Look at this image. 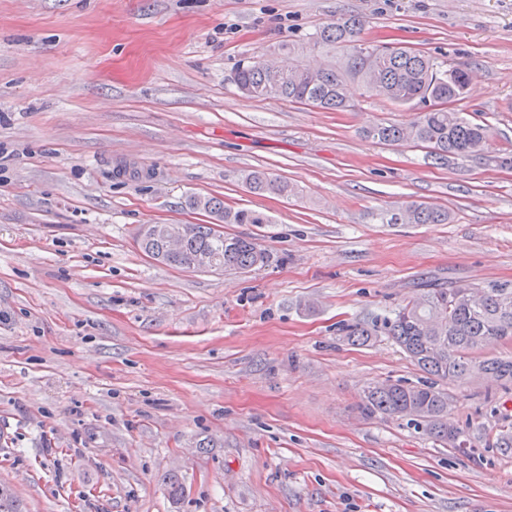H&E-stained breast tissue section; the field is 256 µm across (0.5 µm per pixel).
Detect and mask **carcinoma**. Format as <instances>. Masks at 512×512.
I'll return each instance as SVG.
<instances>
[{"label":"carcinoma","mask_w":512,"mask_h":512,"mask_svg":"<svg viewBox=\"0 0 512 512\" xmlns=\"http://www.w3.org/2000/svg\"><path fill=\"white\" fill-rule=\"evenodd\" d=\"M367 21L346 15L324 26L313 39L330 60L315 70L284 63L275 67L260 60L242 64L235 74L239 91L249 98L303 103L330 111L352 107L349 84L398 105L419 101L424 109L405 124H386L368 131L388 144L413 141L429 149V157L480 154L490 130L462 116L451 104L465 98L471 80L465 66L446 68L433 57L399 44H375L365 37ZM244 181L253 193L288 195L293 187L265 170H251ZM186 205L226 224H270L259 211L232 209L217 197L190 196ZM390 224H446L448 210L410 203L385 214ZM140 249L167 266L206 271L242 272L269 262L270 254L252 238L224 235L210 224H186L182 247L170 253L160 229L139 238ZM347 340L364 344L385 335L428 376L420 386L401 382L370 384L358 404L367 416L410 418L435 441L454 448L463 443V430L448 420V393L441 380H466L489 375L512 386V357L475 360L472 353L493 342L512 341V282L493 281L480 287L429 288L421 297L399 306L381 323L354 322L343 328Z\"/></svg>","instance_id":"cac0c4a2"}]
</instances>
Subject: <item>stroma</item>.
Returning a JSON list of instances; mask_svg holds the SVG:
<instances>
[{"instance_id": "stroma-1", "label": "stroma", "mask_w": 512, "mask_h": 512, "mask_svg": "<svg viewBox=\"0 0 512 512\" xmlns=\"http://www.w3.org/2000/svg\"><path fill=\"white\" fill-rule=\"evenodd\" d=\"M479 76L460 112L482 155L428 159L344 112L234 83L336 15ZM512 0H0V485L26 512H512V388L447 380L467 444L357 410L425 379L390 337L342 324L424 283L512 281ZM263 169L295 186L256 195ZM192 195L271 216L228 224L270 252L233 273L156 263L145 224H205ZM413 201L444 224H385Z\"/></svg>"}]
</instances>
